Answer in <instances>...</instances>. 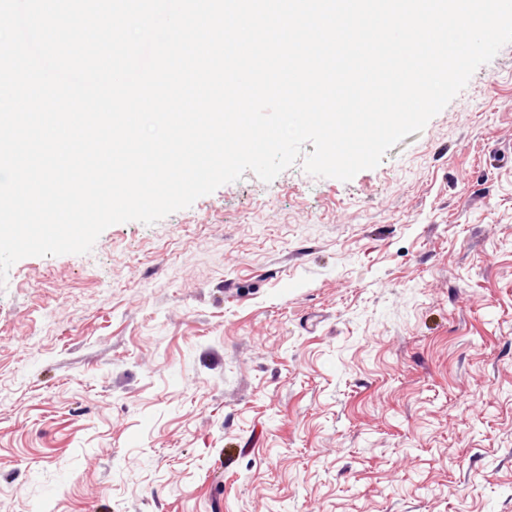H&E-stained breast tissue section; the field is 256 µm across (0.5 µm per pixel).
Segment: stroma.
I'll list each match as a JSON object with an SVG mask.
<instances>
[{
  "label": "stroma",
  "instance_id": "1",
  "mask_svg": "<svg viewBox=\"0 0 512 512\" xmlns=\"http://www.w3.org/2000/svg\"><path fill=\"white\" fill-rule=\"evenodd\" d=\"M0 512H512V43L350 181L16 262Z\"/></svg>",
  "mask_w": 512,
  "mask_h": 512
}]
</instances>
